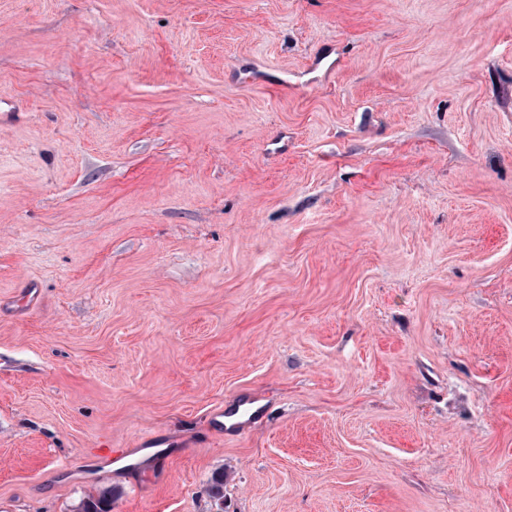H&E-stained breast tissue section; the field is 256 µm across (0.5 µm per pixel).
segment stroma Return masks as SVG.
I'll return each mask as SVG.
<instances>
[{
  "mask_svg": "<svg viewBox=\"0 0 512 512\" xmlns=\"http://www.w3.org/2000/svg\"><path fill=\"white\" fill-rule=\"evenodd\" d=\"M100 485L512 512V0H0V512ZM254 403V401H245L224 412V422L222 423L226 432L238 428L240 424L249 420L258 412V408L255 409L253 406Z\"/></svg>",
  "mask_w": 512,
  "mask_h": 512,
  "instance_id": "35a3bbf8",
  "label": "stroma"
}]
</instances>
